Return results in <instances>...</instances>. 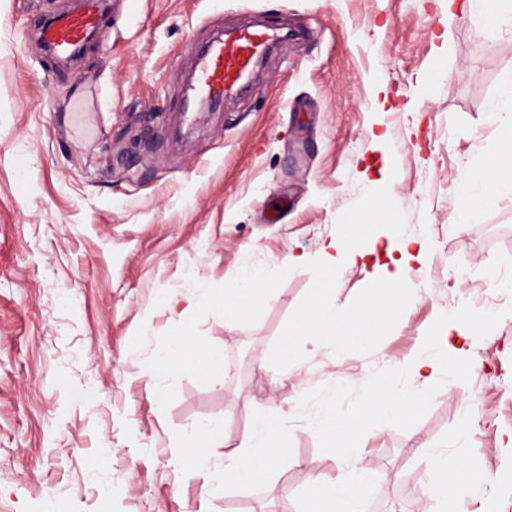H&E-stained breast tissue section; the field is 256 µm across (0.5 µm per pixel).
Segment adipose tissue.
I'll list each match as a JSON object with an SVG mask.
<instances>
[{
  "instance_id": "ef3b65f1",
  "label": "adipose tissue",
  "mask_w": 512,
  "mask_h": 512,
  "mask_svg": "<svg viewBox=\"0 0 512 512\" xmlns=\"http://www.w3.org/2000/svg\"><path fill=\"white\" fill-rule=\"evenodd\" d=\"M490 113L505 132L494 153L477 158L471 168L469 190L474 201L486 197L497 185L512 182V97L494 105ZM426 254V241H402L397 255L378 266L386 286L378 291L372 304L341 313L327 299H320L300 328L291 333L292 342L299 345L313 337L338 351L378 335L391 322L396 307L409 304L416 298L415 293L404 287L399 278L400 270L409 260H424ZM286 443L287 436L272 414H253L250 428L241 436L231 454L233 466L222 476L211 479V486L219 490L230 484H246L258 470L272 473L283 459ZM477 468V461L470 457L435 459L431 466V486L445 512H458L464 498L471 496L475 489L472 474Z\"/></svg>"
}]
</instances>
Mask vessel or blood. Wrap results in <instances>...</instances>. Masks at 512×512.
<instances>
[{"mask_svg":"<svg viewBox=\"0 0 512 512\" xmlns=\"http://www.w3.org/2000/svg\"><path fill=\"white\" fill-rule=\"evenodd\" d=\"M101 26L102 15L97 0H87L84 8L46 23L41 29V38L55 53L68 56ZM270 40L268 28L256 25L239 28L225 38L212 41L202 56L193 92L220 99L242 90Z\"/></svg>","mask_w":512,"mask_h":512,"instance_id":"1","label":"vessel or blood"}]
</instances>
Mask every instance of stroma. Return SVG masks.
Masks as SVG:
<instances>
[{"mask_svg": "<svg viewBox=\"0 0 512 512\" xmlns=\"http://www.w3.org/2000/svg\"><path fill=\"white\" fill-rule=\"evenodd\" d=\"M74 3L0 0V512H298L302 489L345 466L320 451L303 394L407 365L465 303L502 314L468 338L478 370L359 450L385 477L374 497L388 512H437L432 451L474 457L489 477L462 512H512V185L476 203L465 185L501 136L488 107L512 31L448 0H104L101 38L62 68L40 31ZM254 23L290 38L245 94L177 135L200 49ZM431 70L443 80L428 89ZM380 197L396 207L361 246L427 240L426 262L403 272L418 300L342 351L289 349L323 245ZM248 269L268 297L237 315L211 301ZM376 277L373 260H341L329 299L346 310ZM187 326L237 379L159 362ZM265 410L287 435L279 471L209 493L206 475ZM206 419L222 435L191 448Z\"/></svg>", "mask_w": 512, "mask_h": 512, "instance_id": "35a3bbf8", "label": "stroma"}]
</instances>
